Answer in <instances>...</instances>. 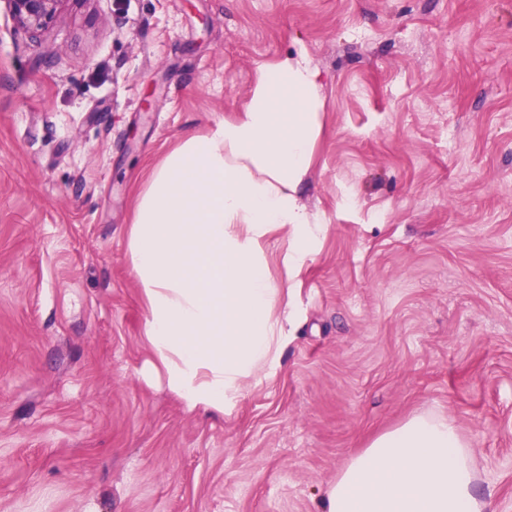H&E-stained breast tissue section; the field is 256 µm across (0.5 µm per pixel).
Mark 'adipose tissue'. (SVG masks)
Returning a JSON list of instances; mask_svg holds the SVG:
<instances>
[{
	"mask_svg": "<svg viewBox=\"0 0 512 512\" xmlns=\"http://www.w3.org/2000/svg\"><path fill=\"white\" fill-rule=\"evenodd\" d=\"M319 71L306 54L262 70L240 117L171 150L136 198L132 273L152 358L187 410L224 412L281 359L290 281L318 219L298 188L321 133ZM291 229L281 279L265 244ZM471 444L443 413L415 414L372 437L324 491L320 512H484Z\"/></svg>",
	"mask_w": 512,
	"mask_h": 512,
	"instance_id": "ef3b65f1",
	"label": "adipose tissue"
}]
</instances>
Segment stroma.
I'll return each mask as SVG.
<instances>
[{"instance_id":"35a3bbf8","label":"stroma","mask_w":512,"mask_h":512,"mask_svg":"<svg viewBox=\"0 0 512 512\" xmlns=\"http://www.w3.org/2000/svg\"><path fill=\"white\" fill-rule=\"evenodd\" d=\"M301 52L323 230L280 365L191 412L141 374L135 198ZM427 410L512 512V0H68L37 37L0 5V512H318Z\"/></svg>"}]
</instances>
